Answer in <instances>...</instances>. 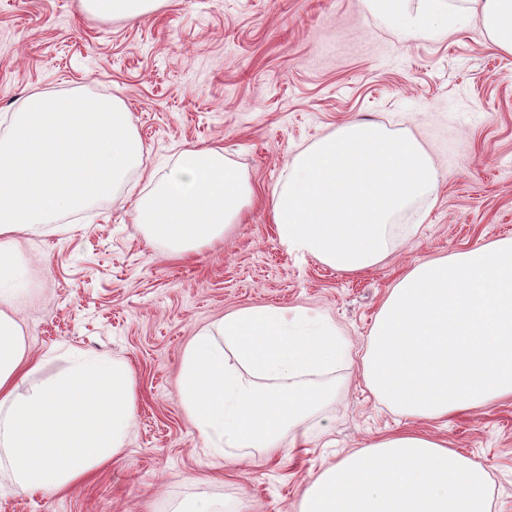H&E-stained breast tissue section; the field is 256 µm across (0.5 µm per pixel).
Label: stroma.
Wrapping results in <instances>:
<instances>
[{
	"mask_svg": "<svg viewBox=\"0 0 512 512\" xmlns=\"http://www.w3.org/2000/svg\"><path fill=\"white\" fill-rule=\"evenodd\" d=\"M448 35L403 39L368 0H164L137 20L80 0H0V116L33 91L117 97L144 145L145 170L182 149L220 147L252 195L223 237L183 256L133 218L139 175L68 217V231L22 242L20 317L42 377L71 351L125 360L133 427L122 453L67 492L0 493V512H172L193 497L238 498L250 512H297L311 475L378 437L447 440L491 477L492 512H512V396L447 422L378 403L356 370L282 452L216 450L183 405L186 346L225 313L301 307L362 346L389 290L419 262L512 237V54L499 52L464 0ZM421 142L441 172L418 234L357 275L302 258L276 236L270 199L302 148L348 121Z\"/></svg>",
	"mask_w": 512,
	"mask_h": 512,
	"instance_id": "stroma-1",
	"label": "stroma"
}]
</instances>
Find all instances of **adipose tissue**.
<instances>
[{
	"label": "adipose tissue",
	"mask_w": 512,
	"mask_h": 512,
	"mask_svg": "<svg viewBox=\"0 0 512 512\" xmlns=\"http://www.w3.org/2000/svg\"><path fill=\"white\" fill-rule=\"evenodd\" d=\"M92 14L135 20L161 0H81ZM371 0L407 38L441 33L448 0ZM493 44L512 54V0H468ZM143 144L115 97L34 92L0 123V476L18 494L76 485L123 449L133 424L129 365L72 353L39 379L14 314L19 236L110 196L140 171ZM136 223L186 253L221 237L251 189L219 148L181 151L150 172ZM440 175L424 147L375 122L353 121L297 152L271 196L279 242L360 274L416 235ZM357 368L376 399L413 420L439 421L512 394V239L418 263L390 289L362 356L328 317L251 306L201 329L180 369L183 404L217 448L275 450L302 437L329 394L320 376ZM491 478L445 441L404 432L360 448L317 475L299 512H492Z\"/></svg>",
	"instance_id": "adipose-tissue-1"
}]
</instances>
